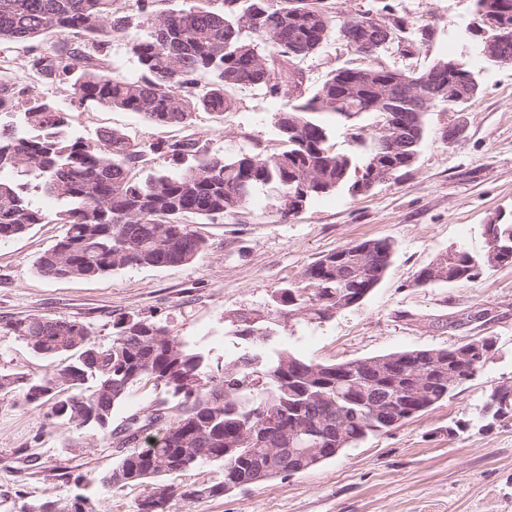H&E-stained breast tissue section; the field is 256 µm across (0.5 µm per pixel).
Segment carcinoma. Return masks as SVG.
Masks as SVG:
<instances>
[{"instance_id": "obj_1", "label": "carcinoma", "mask_w": 512, "mask_h": 512, "mask_svg": "<svg viewBox=\"0 0 512 512\" xmlns=\"http://www.w3.org/2000/svg\"><path fill=\"white\" fill-rule=\"evenodd\" d=\"M160 0H0V45H23L50 33L72 38L47 53H30L27 79L66 85L81 105L135 112L155 125L192 126L196 113L224 116L234 107L227 91L259 87L284 100L277 119L283 146L270 155L226 158L195 133L164 140L144 150L112 130L79 136L69 113L52 100L31 96L19 102L13 85L0 81V240L23 234L52 220L66 225L64 235L41 254L37 272L52 279H92L133 267L184 265L208 248L188 217L213 221L243 209L258 187L272 189L277 212L287 218L312 200L338 190L365 194L382 182L398 185L416 162L426 133V114L448 103L424 100L421 111H406L399 98L407 87L438 80L480 91L479 74L456 58H441L412 73L380 60L386 47L406 39L411 22L394 12L388 0L358 17L383 23L369 44L348 42L346 18L333 0H206L204 7L164 11ZM476 10L494 12L512 33V0H475ZM145 24L146 38L131 52L140 74H112L107 50L112 33ZM346 41L349 62L333 70L314 91L304 87L296 61L315 53L331 31ZM335 113L347 119L375 117L374 131L349 125L350 153L333 150L327 128L312 118ZM158 153L181 165L171 175L138 172ZM64 203L49 212L32 203L28 190ZM488 249L474 256L463 248L445 259L443 271L429 279L421 268L414 285L464 284L486 269L512 264V223L485 225ZM392 255L385 239L346 244L321 255L303 273V284L278 290L275 307L290 315L325 319L362 290L381 282ZM242 340L237 355L210 375L205 350L189 346L168 326L125 315L112 322V340H92L84 323L65 317L37 316L0 326L1 336L23 340L35 353L69 363L40 378L0 373V392L21 390L26 405H51L50 429L75 435H109L126 453L97 478L106 490L144 485L146 501L161 488L169 500L221 497L252 478L254 467L268 463L266 479L280 475L267 461L269 448H319L322 462L356 448L368 436L388 431L448 399L459 383L442 370L483 368L495 349L484 340L483 359L475 364L466 344L446 349H405L343 365L305 360L288 350L270 352L269 335L256 319L232 321ZM150 380L167 398L128 415L119 429L112 417L131 389ZM512 392L499 385L485 395L482 420L496 419L497 396ZM160 433L146 436L150 428ZM203 464L219 466L223 480L205 486H175L166 476ZM99 512V502L78 493L71 499L47 497L33 512Z\"/></svg>"}]
</instances>
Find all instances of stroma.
I'll return each instance as SVG.
<instances>
[{
  "mask_svg": "<svg viewBox=\"0 0 512 512\" xmlns=\"http://www.w3.org/2000/svg\"><path fill=\"white\" fill-rule=\"evenodd\" d=\"M415 28H428L423 45L403 54L391 48L381 60L422 70L441 57L477 69L480 93L468 103L440 106L426 117L427 134L402 185L381 183L363 195L338 191L284 218L274 192L257 189L241 213L196 225L209 248L174 267H134L95 279L41 276L34 261L64 231L36 224L0 242V325L28 316L66 317L109 343L112 322L136 314L168 325L189 343L203 344L210 366L223 365L239 348L231 316L248 313L271 334L273 348L310 361L340 363L404 349H442L464 335L497 339L480 373L441 405L387 433L366 439L324 465L238 489L219 498H173L168 512H512V419L476 423L491 387L512 384V265L492 268L476 282L418 288L419 269L450 248L475 255L488 249L484 226L512 223V63L483 67L470 34L478 21L473 0H391ZM350 58L345 43L329 37L299 61L307 89ZM31 94L54 100L71 114L72 128L92 137L116 129L140 147L182 135L142 115L72 104L65 85L42 80ZM233 111L223 119L197 113L196 133L230 157L271 153L281 146L275 124L282 100L257 87L231 90ZM457 128V141H443ZM393 244L380 284L359 306L323 321L277 313L276 292L301 280L322 254L351 242ZM411 312L408 320L400 312ZM49 360L14 337L0 336V371L38 377ZM46 410L21 394L0 393V512H29L45 496L69 497L77 475H99L114 461L111 440L86 436L66 446L49 430ZM465 429L449 436L448 427ZM34 456L37 465L22 460Z\"/></svg>",
  "mask_w": 512,
  "mask_h": 512,
  "instance_id": "1",
  "label": "stroma"
}]
</instances>
